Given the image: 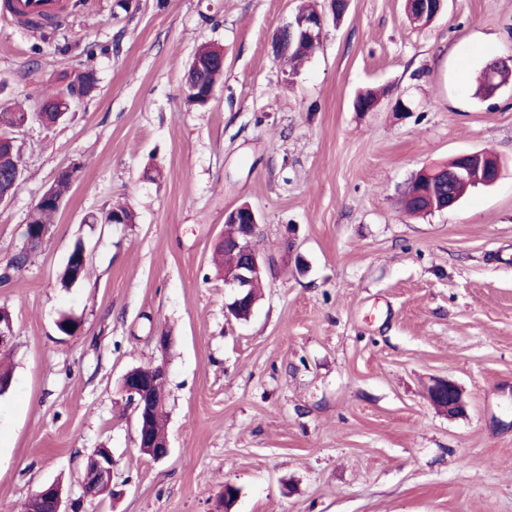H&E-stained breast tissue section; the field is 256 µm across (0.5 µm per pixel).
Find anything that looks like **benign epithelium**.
Returning a JSON list of instances; mask_svg holds the SVG:
<instances>
[{
    "mask_svg": "<svg viewBox=\"0 0 512 512\" xmlns=\"http://www.w3.org/2000/svg\"><path fill=\"white\" fill-rule=\"evenodd\" d=\"M445 0H406L407 12L417 11L422 14L437 16L444 7ZM324 26V15H310L301 10L297 11L294 20L288 25L279 29L275 35L273 48L278 56L288 52L293 42L312 43L321 36ZM23 128L17 129V134L11 137L0 138V153H6L15 157L16 165H21V148L17 146L18 135L22 134ZM480 161L485 165V178L482 183L491 185L495 183L500 175L499 164L493 157L483 153L461 154L453 158L454 168H444L437 172L423 170L419 175L434 180L438 175H449L458 178L470 168L472 162ZM3 188L0 189V205L11 201L19 181V175L11 172L0 180ZM225 223L240 225L239 235L228 238L221 237L218 245L226 251L237 253L238 264L224 272V288L227 290L228 301L225 302V309L228 314L247 307L254 310L257 301L250 296L251 284L259 279L263 273V261L261 259L257 240L260 235L258 217L251 205L244 203L225 213ZM88 261L87 251L71 253L67 257L65 270L70 277L77 281L80 279L83 266ZM152 378L142 379L136 369L126 371L121 378V392L133 401L137 413L136 421V442L140 448L151 449L152 460L158 462L168 457L170 445L168 440L160 441L145 428L148 422L149 413L157 401L166 393L167 371L164 366L156 365L151 367ZM428 398L431 403L448 412L452 416L462 408L461 393L457 385L450 380L437 381L428 391ZM112 455L99 460L97 467L92 471L84 472L81 486L83 490L88 488L112 487ZM51 505L53 512H68L64 505L62 488L57 483L47 484L40 487L29 498V512H38L43 504Z\"/></svg>",
    "mask_w": 512,
    "mask_h": 512,
    "instance_id": "7a95c632",
    "label": "benign epithelium"
}]
</instances>
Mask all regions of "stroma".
Masks as SVG:
<instances>
[{
	"label": "stroma",
	"instance_id": "35a3bbf8",
	"mask_svg": "<svg viewBox=\"0 0 512 512\" xmlns=\"http://www.w3.org/2000/svg\"><path fill=\"white\" fill-rule=\"evenodd\" d=\"M302 3L72 0L35 33L0 19V79L29 111L52 84L98 77L64 122H28L24 178L0 206L1 271L57 172L79 168L0 285V512L55 480L77 512H216L228 483L230 512H512V85H474L512 57V0H447L426 26L404 0H350L297 66L272 43ZM203 43L223 47L224 78L197 110L182 79ZM368 89L376 108L356 111ZM484 151L495 184L403 212L418 170ZM243 203L266 266L252 316L231 321L213 253ZM117 205L135 222L89 223ZM79 241L88 272L66 289ZM65 315L78 334L58 331ZM159 363L171 453L156 462L119 382ZM438 379L461 388L458 414L429 401ZM102 447L119 495L83 497Z\"/></svg>",
	"mask_w": 512,
	"mask_h": 512
}]
</instances>
